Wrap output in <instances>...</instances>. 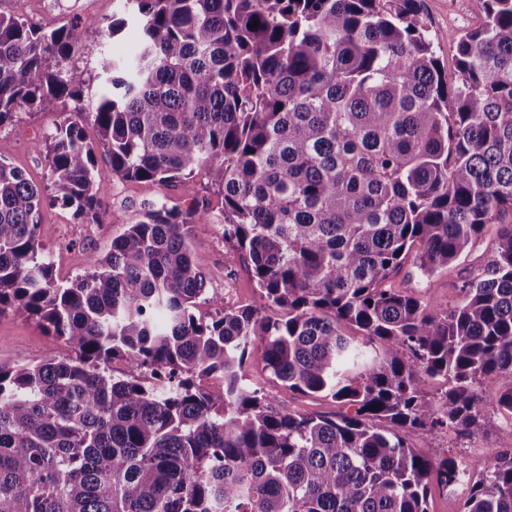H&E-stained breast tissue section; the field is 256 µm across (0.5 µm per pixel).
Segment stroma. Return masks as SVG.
<instances>
[{"label": "stroma", "instance_id": "1", "mask_svg": "<svg viewBox=\"0 0 512 512\" xmlns=\"http://www.w3.org/2000/svg\"><path fill=\"white\" fill-rule=\"evenodd\" d=\"M121 9L120 0H81L75 9L69 8L68 0H0L1 12H19L48 30L72 22L80 26L82 41L69 64L84 73L82 95L89 108L96 104L102 92L101 58H123L139 39V30L132 24L117 37H104L106 26ZM421 16L434 40L436 54L448 71L449 81H456V45L452 36L481 25L480 0H422ZM64 118L61 112H37L20 107L16 121L0 129V160L21 170L38 189H45L48 165L35 144ZM209 195L207 177L200 170L169 189L150 182L112 181L104 197L100 221L96 224L79 223L71 209L51 201L44 202L39 238L52 263L56 281L65 284L85 274L91 256H105L113 238L138 220L143 204L163 201L184 209ZM220 208V201H213L208 221L191 226L194 258L207 276L209 293L223 297L225 307L243 308L255 303L258 288L240 253L224 244ZM495 239V226H487L468 256L428 278L419 274L413 257H406L400 271L392 275L386 285L425 303L456 306L461 299L458 283L483 264ZM65 352L62 342L48 335L36 319L14 312L0 315V364H32L62 356ZM249 377L262 387L266 404L275 410L331 418L345 411L344 406L333 399L302 395L273 382L264 369L260 352L252 354ZM511 425L512 415L491 407L487 410L485 431L474 437L464 438L445 429L422 430L413 435L411 445L420 455L431 457L440 450H448L461 468L471 473L470 479L444 487L429 482V512H464L473 478L486 470L498 451L501 431Z\"/></svg>", "mask_w": 512, "mask_h": 512}]
</instances>
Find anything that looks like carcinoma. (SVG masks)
I'll use <instances>...</instances> for the list:
<instances>
[{
  "mask_svg": "<svg viewBox=\"0 0 512 512\" xmlns=\"http://www.w3.org/2000/svg\"><path fill=\"white\" fill-rule=\"evenodd\" d=\"M123 2L140 38L101 58L90 112L67 64L78 26L0 12V128L23 104L71 102L80 120L38 149L52 201L82 223H98L113 178L167 188L205 170L259 293L242 309L211 296L208 322L193 313L206 276L190 225L207 200L145 205L58 284L44 196L0 160V315L67 347L0 365V512H428L429 477L448 486L463 471L418 455L412 436L470 437L485 407L512 414V388L480 391L512 374V0H481L483 24L453 36L451 87L420 0ZM489 224L495 246L456 306L381 287L411 249L430 276ZM256 348L288 390L354 412L273 410L247 378ZM116 357L139 374L114 377ZM426 377L444 391L425 394ZM498 447L464 512H512V426Z\"/></svg>",
  "mask_w": 512,
  "mask_h": 512,
  "instance_id": "1",
  "label": "carcinoma"
}]
</instances>
